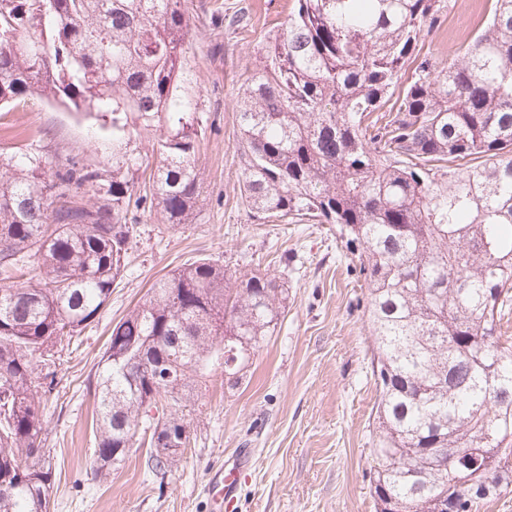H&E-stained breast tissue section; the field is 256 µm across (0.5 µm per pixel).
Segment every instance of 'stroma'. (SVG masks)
Segmentation results:
<instances>
[{
  "label": "stroma",
  "mask_w": 512,
  "mask_h": 512,
  "mask_svg": "<svg viewBox=\"0 0 512 512\" xmlns=\"http://www.w3.org/2000/svg\"><path fill=\"white\" fill-rule=\"evenodd\" d=\"M422 51L447 64L471 33L486 0H455ZM293 0H187L191 38L183 58L186 95L205 133L199 166L204 202L195 223L176 228L157 212L138 211L127 266L76 350L54 367L45 445L55 471L50 512H218L214 485L243 449L253 456L237 491L236 512H377L371 470L378 393L366 288L357 261L333 224H276L249 212L240 197L236 98L259 66L269 37ZM245 11L250 25L227 28ZM112 123L41 99L0 119V155L35 152L52 162L76 158L112 167ZM209 257L243 276L273 271L288 299L272 336L252 353L237 386L223 371L200 379L188 422L191 444L177 470L145 473V449L112 469L108 482L90 469L96 370L110 328L151 284L177 267Z\"/></svg>",
  "instance_id": "obj_1"
}]
</instances>
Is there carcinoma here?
<instances>
[{
    "instance_id": "obj_1",
    "label": "carcinoma",
    "mask_w": 512,
    "mask_h": 512,
    "mask_svg": "<svg viewBox=\"0 0 512 512\" xmlns=\"http://www.w3.org/2000/svg\"><path fill=\"white\" fill-rule=\"evenodd\" d=\"M439 67L420 42L450 0H297L236 109L241 197L263 218L338 224L368 288L379 393L374 494L386 512H473L512 485V374L498 315L512 305V0ZM185 0H0V108L32 97L112 113V132H160L149 192L143 160L112 154V177L70 159L0 158V512H49L43 397L70 346L122 276L130 208L192 224L203 203V128L182 94ZM410 81L400 85L402 73ZM288 288L198 258L156 281L112 324L86 391L96 401L94 476L149 445L164 476L195 405L191 383L234 375L273 335ZM139 355L172 377L127 362ZM163 429L147 433L150 405ZM490 442L482 443L483 438ZM480 448L489 466H439Z\"/></svg>"
}]
</instances>
